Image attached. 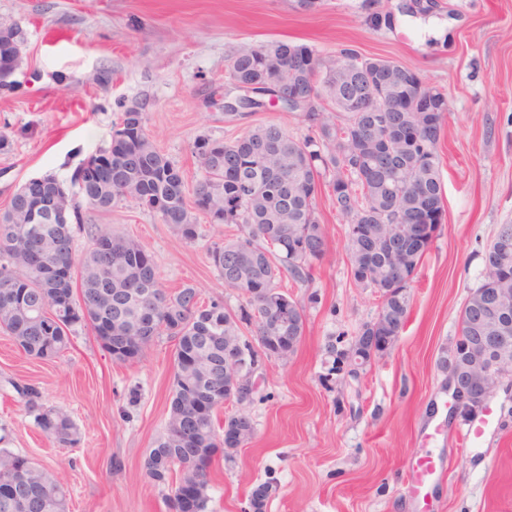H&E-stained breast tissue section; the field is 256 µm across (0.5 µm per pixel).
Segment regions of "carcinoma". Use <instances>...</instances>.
Returning a JSON list of instances; mask_svg holds the SVG:
<instances>
[{
  "label": "carcinoma",
  "instance_id": "carcinoma-1",
  "mask_svg": "<svg viewBox=\"0 0 512 512\" xmlns=\"http://www.w3.org/2000/svg\"><path fill=\"white\" fill-rule=\"evenodd\" d=\"M374 76L379 93L390 110L371 126L372 112L355 111L364 98L359 72ZM227 76L234 85L268 86L285 90L300 82L315 89L316 96L332 110L318 107L304 113L314 135L301 141L280 126H255L234 140L196 137L193 149L202 178L194 190L195 208L215 224H238L242 234L214 244L209 257L224 286L237 292L245 305L231 314L223 301H201L199 291L186 286L169 294L161 286L151 256L136 239L99 230L93 247L83 256L75 253V234L81 229L83 206L107 211L121 201L157 209L164 223L193 241L198 237L186 201L184 175L159 151L146 131L144 113L125 112L124 129L110 146L91 157L94 173L82 167L79 191L65 200L71 212L67 224L32 221L31 209L44 200L43 191L57 185L53 176L33 182L28 209L16 196L0 215V329L7 332L25 355L35 359L59 357L72 345L75 326L89 325L96 336L111 337L101 343L107 354L112 346L130 343L139 335L138 322L156 318L150 337L134 344L139 357L165 334L175 342L177 368L165 433L156 440L144 462L147 476L158 484L191 478L198 512H208L210 467L217 453L234 461L233 448L216 443L217 411L224 401V357L228 350L247 344L241 326L256 334L267 314V305L285 300L278 282L288 276L307 283L314 262L324 254L325 232L316 216V196L321 181L329 177L333 204L347 225H368L373 239L346 231L351 273L362 288L380 295L396 288L397 279L413 278L433 237L411 244L405 270L390 268L400 262L399 252L379 248L412 224H429L438 230L444 208L439 172L438 144L441 120L448 100L432 90L416 99L408 94L416 82L413 69L391 61L364 57L342 49L322 57L305 45L273 40L240 48L228 59ZM496 238L508 244L507 255L485 254V277L466 301L461 314L463 335H470L479 296L504 288L512 297V224L501 225ZM58 267L67 278L61 286L45 275V262ZM383 307V318L399 330L409 313L407 292H396ZM209 365L210 396L192 393L186 379L196 370L186 367L193 355ZM333 357L324 380H333L336 366L349 358L366 359V352L352 342L347 349L329 345ZM25 401L35 424L62 445L76 443V430H48L53 415L70 420L61 409L39 403L40 392L31 384L10 382ZM178 432L174 438L172 432ZM22 464L28 469L30 512H70L67 490L45 466L0 448V477ZM276 490L274 481L258 485L250 495L251 512H266Z\"/></svg>",
  "mask_w": 512,
  "mask_h": 512
}]
</instances>
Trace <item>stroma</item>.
<instances>
[{
  "instance_id": "obj_1",
  "label": "stroma",
  "mask_w": 512,
  "mask_h": 512,
  "mask_svg": "<svg viewBox=\"0 0 512 512\" xmlns=\"http://www.w3.org/2000/svg\"><path fill=\"white\" fill-rule=\"evenodd\" d=\"M394 9L391 26L366 22L365 0H0V20L25 33L17 87L0 90V210L30 179L70 183L76 170L109 146L130 106H140L160 152L194 185L197 136L228 141L276 124L296 139L311 130L302 113L266 107L227 114L236 89L226 75L240 47L271 40L311 45L330 56L352 48L415 70L444 93L449 111L440 139L444 212L407 293L410 310L398 341L358 377L323 382L328 344L348 347L374 320L379 293L357 286L346 254L345 219L328 191L316 198L326 252L309 283L279 286L304 309V333L288 362L260 367L244 405L251 439L211 467V512H250L252 490L276 483L267 512H417L406 492L410 460L432 454L445 464L427 512H512V379L484 408L453 410L443 352L460 334L470 293L484 278V254L501 225L512 224V0H439V34ZM77 253L101 228L138 239L168 292L192 286L203 300H243L225 288L208 250L236 237L233 224L194 212L198 236L184 240L161 215L132 202L82 210ZM317 303H310V294ZM174 342L161 337L146 355L113 362L90 327L51 360L27 357L0 330V448L49 468L70 492L71 512H169L170 485L145 473L164 432L174 375ZM31 384L47 408L65 410L78 442L58 445L34 423L12 382ZM480 436L462 443V430Z\"/></svg>"
}]
</instances>
